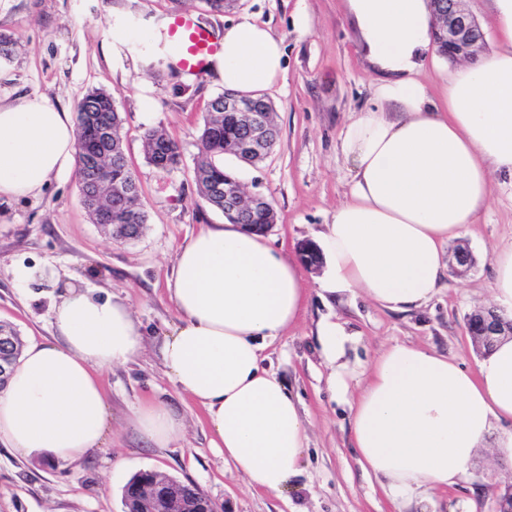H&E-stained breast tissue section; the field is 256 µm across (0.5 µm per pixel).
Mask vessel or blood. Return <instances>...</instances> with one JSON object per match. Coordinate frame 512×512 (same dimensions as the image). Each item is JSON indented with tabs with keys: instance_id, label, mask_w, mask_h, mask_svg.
Returning a JSON list of instances; mask_svg holds the SVG:
<instances>
[{
	"instance_id": "b4317fda",
	"label": "vessel or blood",
	"mask_w": 512,
	"mask_h": 512,
	"mask_svg": "<svg viewBox=\"0 0 512 512\" xmlns=\"http://www.w3.org/2000/svg\"><path fill=\"white\" fill-rule=\"evenodd\" d=\"M178 66L191 74H204L212 57L221 49L216 35L186 15L174 17L169 27Z\"/></svg>"
}]
</instances>
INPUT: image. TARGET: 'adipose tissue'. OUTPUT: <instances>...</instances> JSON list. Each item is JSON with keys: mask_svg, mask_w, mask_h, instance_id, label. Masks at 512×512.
Returning <instances> with one entry per match:
<instances>
[{"mask_svg": "<svg viewBox=\"0 0 512 512\" xmlns=\"http://www.w3.org/2000/svg\"><path fill=\"white\" fill-rule=\"evenodd\" d=\"M344 2L379 78L374 109L343 130L354 184L318 235V286L330 295L359 289L405 312L437 293L448 270L443 247L478 222L493 176H512V0H491L494 52L449 70L436 97L417 79L434 45L429 0ZM208 74L242 94L262 91L286 79L283 42L241 20L225 28ZM76 139L72 114L43 96L0 104V198L38 196L70 167ZM491 275L495 304L512 316V243L495 251ZM168 292L178 320L159 346L166 376L206 410L210 446L248 486L281 494L301 471L309 437L262 351L305 307L296 263L239 225L207 224L180 247ZM51 309L53 340L27 346L0 390V442L68 465L111 427L99 370L131 361L144 341L130 304L95 289L67 288ZM316 336L332 382H341L335 366L352 334L325 319ZM350 410L359 462L385 496L430 504L431 488L466 478L478 449L512 463V337L472 371L423 346L389 345ZM132 422L157 448L185 433L162 398L140 404Z\"/></svg>", "mask_w": 512, "mask_h": 512, "instance_id": "adipose-tissue-1", "label": "adipose tissue"}]
</instances>
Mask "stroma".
<instances>
[{"instance_id": "obj_1", "label": "stroma", "mask_w": 512, "mask_h": 512, "mask_svg": "<svg viewBox=\"0 0 512 512\" xmlns=\"http://www.w3.org/2000/svg\"><path fill=\"white\" fill-rule=\"evenodd\" d=\"M179 14L216 31L247 18L283 41L286 80L266 91L281 129L279 141L256 165L230 154L222 159L247 194L273 202L277 222L268 239L293 251L313 242L336 204L350 195L353 172L340 136L351 115L373 108L375 74L342 0H238L221 14L209 12L204 0H0V34L12 42L11 59H0V97L18 102L36 93L72 112L88 90L109 92L148 215L139 238H112L92 223L73 168L53 176L39 197L0 199V324L14 327L26 342L51 339V302L78 280L102 298L126 299L145 344L139 357L101 373L112 413L103 447L62 466L21 457L0 444V512H122L124 486L144 470L195 483L224 512H396L357 461L348 400L390 344L425 346L475 367L483 351L468 334L467 320L490 307L493 253L512 243V179L495 176L478 223L445 246L449 255L467 247L472 267L448 274L434 298L418 309L392 312L359 291L323 299L316 272L306 271V312L267 349L265 360L301 402L309 434L303 470L282 494L252 491L225 465L223 454L210 448L204 410L178 395L157 353L159 339L177 320L167 282L179 246L202 225L224 221L201 199L193 180L197 131L224 86L203 75L191 83L169 82L159 69L137 62L141 49L135 42L116 55L103 49L116 21L141 26L153 16ZM152 128L164 129L179 145L178 170L163 173L147 163L142 137ZM19 265L38 271L24 289L12 276ZM327 317L358 336L342 359V391L330 382L331 369L315 336ZM152 397L171 400L184 418V437L171 448L149 447L128 423L132 411ZM507 491L512 492V467L483 448L466 482L431 489L429 496L434 512H459L464 503L471 512H496Z\"/></svg>"}]
</instances>
